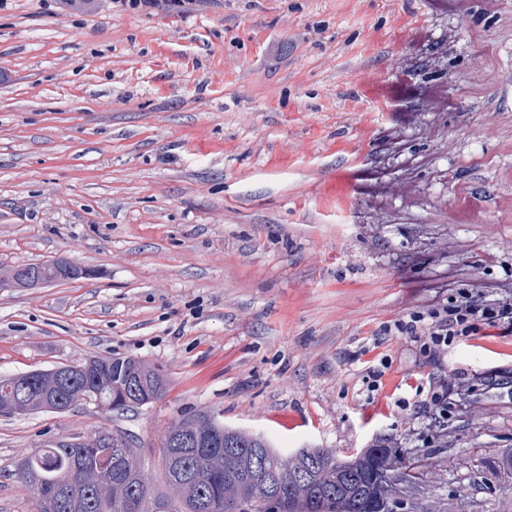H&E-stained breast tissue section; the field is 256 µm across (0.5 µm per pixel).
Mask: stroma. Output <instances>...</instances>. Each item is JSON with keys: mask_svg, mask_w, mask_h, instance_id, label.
I'll return each mask as SVG.
<instances>
[{"mask_svg": "<svg viewBox=\"0 0 512 512\" xmlns=\"http://www.w3.org/2000/svg\"><path fill=\"white\" fill-rule=\"evenodd\" d=\"M57 258L88 276L0 288V376L131 355L167 390L0 415V512H37L36 448L106 427L147 457L200 412L288 455L397 448L393 512H512V335L377 340L453 289L512 295V0H12L0 267ZM458 375L422 440L410 405Z\"/></svg>", "mask_w": 512, "mask_h": 512, "instance_id": "obj_1", "label": "stroma"}]
</instances>
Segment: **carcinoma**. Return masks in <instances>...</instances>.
<instances>
[{"label":"carcinoma","instance_id":"cac0c4a2","mask_svg":"<svg viewBox=\"0 0 512 512\" xmlns=\"http://www.w3.org/2000/svg\"><path fill=\"white\" fill-rule=\"evenodd\" d=\"M34 383L19 407L31 412L58 411L81 395L100 398L110 411L123 412L128 386L160 399L167 386L162 370L142 360L104 357L72 368L68 390L52 398L51 372L31 373ZM204 435L222 444L202 451L176 446L181 422L172 424L158 449L155 472L167 492L150 496L145 458L130 435L102 428L99 447L55 443L35 449L20 475L37 498L38 512H147L151 500L164 512H393L398 485L409 481L397 450L385 445L339 457L325 448H301L285 456L258 434L224 425L212 413H198Z\"/></svg>","mask_w":512,"mask_h":512}]
</instances>
